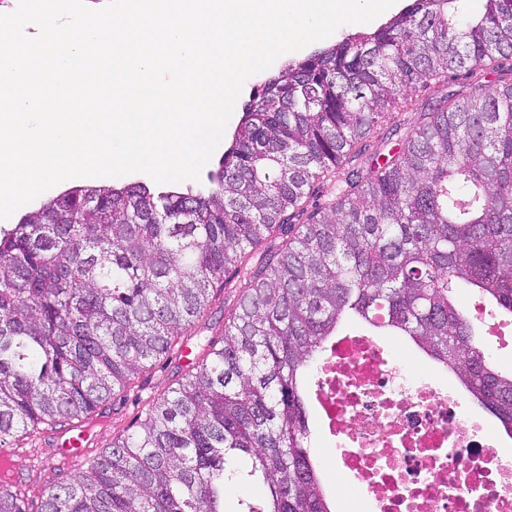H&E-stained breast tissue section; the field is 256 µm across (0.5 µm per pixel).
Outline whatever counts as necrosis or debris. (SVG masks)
I'll use <instances>...</instances> for the list:
<instances>
[{
	"label": "necrosis or debris",
	"instance_id": "obj_1",
	"mask_svg": "<svg viewBox=\"0 0 512 512\" xmlns=\"http://www.w3.org/2000/svg\"><path fill=\"white\" fill-rule=\"evenodd\" d=\"M319 383L354 512H512V452L455 384L362 336L336 342Z\"/></svg>",
	"mask_w": 512,
	"mask_h": 512
}]
</instances>
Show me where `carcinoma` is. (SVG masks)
I'll return each instance as SVG.
<instances>
[{"label": "carcinoma", "mask_w": 512, "mask_h": 512, "mask_svg": "<svg viewBox=\"0 0 512 512\" xmlns=\"http://www.w3.org/2000/svg\"><path fill=\"white\" fill-rule=\"evenodd\" d=\"M497 57L512 0H411L254 89L206 190L73 187L0 228V446L93 418L239 281L221 340L40 512H228L231 484L265 487L235 512H332L305 383L346 320L409 337L512 432V374L454 297L512 315V82L434 107L395 151L364 144L412 86ZM23 501L0 486V512ZM338 186L339 180L337 177L326 178L314 184L313 192L311 189L308 197L305 199L308 211L313 210L314 207L328 205L336 199Z\"/></svg>", "instance_id": "obj_1"}]
</instances>
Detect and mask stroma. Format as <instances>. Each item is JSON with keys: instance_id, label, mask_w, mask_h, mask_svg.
Instances as JSON below:
<instances>
[{"instance_id": "1", "label": "stroma", "mask_w": 512, "mask_h": 512, "mask_svg": "<svg viewBox=\"0 0 512 512\" xmlns=\"http://www.w3.org/2000/svg\"><path fill=\"white\" fill-rule=\"evenodd\" d=\"M511 81L512 59L499 57L472 73L451 72L436 86L415 85L408 90L403 107L386 115L379 132L370 139L369 148L376 153H387L392 144L385 140V130L393 128L399 135H406L422 123L425 112L431 111L446 96L468 94L477 85L493 88ZM185 364L179 349H172L167 356L136 375L123 393L104 402L88 425L87 454L79 464L63 462L59 429L44 430L33 441L23 437L11 439L9 446L13 458L19 471L27 475V512H38L45 491L56 484L59 477L87 469L90 460L111 446L113 438L133 428L148 404L174 387Z\"/></svg>"}]
</instances>
